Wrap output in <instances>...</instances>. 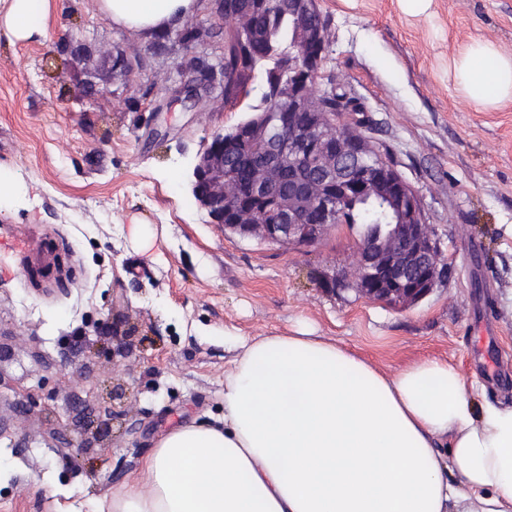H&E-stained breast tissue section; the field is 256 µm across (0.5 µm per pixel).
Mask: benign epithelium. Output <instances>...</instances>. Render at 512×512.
Listing matches in <instances>:
<instances>
[{
    "label": "benign epithelium",
    "mask_w": 512,
    "mask_h": 512,
    "mask_svg": "<svg viewBox=\"0 0 512 512\" xmlns=\"http://www.w3.org/2000/svg\"><path fill=\"white\" fill-rule=\"evenodd\" d=\"M208 2L215 5L217 22L228 20L239 27L242 50L264 39L252 18L264 14L270 0H247L242 11L235 0ZM278 4L292 25L288 65L294 71L288 82H266V99L283 116L279 132L272 135L264 126L245 122L214 133L196 156L192 194L224 231L296 249L316 246L325 238L333 228L330 212H336V224L345 223L347 201L383 204L393 222L362 234L353 271L328 272L323 286L331 292L352 289L393 308L412 307L448 276L421 199L390 163L368 164L375 147L355 121L323 111L320 89L326 83L320 48L328 34L318 21L317 0ZM210 48L205 39L186 51L172 69L179 80L158 88L156 95L194 105L214 93L220 74L210 64ZM228 145L256 160L246 202L233 179L235 155L225 151Z\"/></svg>",
    "instance_id": "7a95c632"
}]
</instances>
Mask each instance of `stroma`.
<instances>
[{
    "label": "stroma",
    "mask_w": 512,
    "mask_h": 512,
    "mask_svg": "<svg viewBox=\"0 0 512 512\" xmlns=\"http://www.w3.org/2000/svg\"><path fill=\"white\" fill-rule=\"evenodd\" d=\"M329 49L324 74L362 109L420 197L447 278L395 309L321 288L352 265L359 226L320 245L285 249L224 232L191 190L195 156L213 133L248 118L262 81L232 108L156 96L177 56L160 33L114 27L99 0H51L48 36L0 25V512H54L57 488L111 498L172 428L224 416V372L236 336L332 342L393 374L418 360L448 363L477 404L512 407V100L483 109L451 63L478 41L512 55V0H319ZM137 64L120 89L115 57ZM96 73L87 93L85 70ZM144 225L148 252L128 227ZM33 232L62 261L10 248ZM129 329L127 355L106 327ZM130 394L104 446L81 451L113 379ZM79 425L52 438L40 420Z\"/></svg>",
    "instance_id": "1"
}]
</instances>
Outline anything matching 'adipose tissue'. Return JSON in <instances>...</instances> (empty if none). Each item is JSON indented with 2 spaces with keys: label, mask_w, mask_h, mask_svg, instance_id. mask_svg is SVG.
Segmentation results:
<instances>
[{
  "label": "adipose tissue",
  "mask_w": 512,
  "mask_h": 512,
  "mask_svg": "<svg viewBox=\"0 0 512 512\" xmlns=\"http://www.w3.org/2000/svg\"><path fill=\"white\" fill-rule=\"evenodd\" d=\"M0 3L9 33H46L50 0ZM196 7L101 0L115 26L144 30ZM454 73L483 108L512 98V55L493 43L470 46ZM239 345L223 419L168 432L140 477L91 512H512V407H477L447 364L388 376L313 336Z\"/></svg>",
  "instance_id": "ef3b65f1"
}]
</instances>
